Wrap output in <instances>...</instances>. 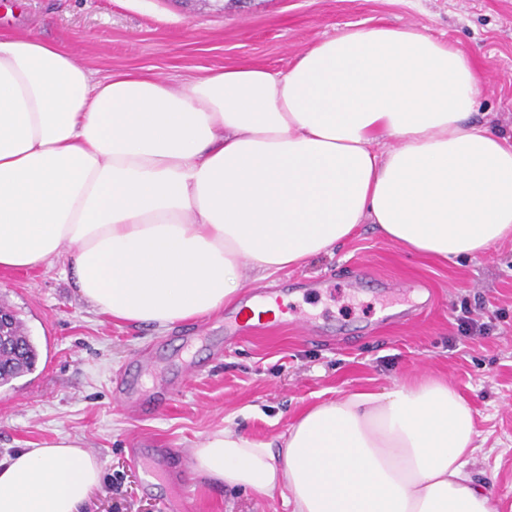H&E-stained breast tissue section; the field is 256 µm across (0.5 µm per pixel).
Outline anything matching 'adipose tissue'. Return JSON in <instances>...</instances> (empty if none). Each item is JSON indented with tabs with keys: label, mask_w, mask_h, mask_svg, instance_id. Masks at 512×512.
Here are the masks:
<instances>
[{
	"label": "adipose tissue",
	"mask_w": 512,
	"mask_h": 512,
	"mask_svg": "<svg viewBox=\"0 0 512 512\" xmlns=\"http://www.w3.org/2000/svg\"><path fill=\"white\" fill-rule=\"evenodd\" d=\"M480 85L416 26L344 30L287 71L177 90L0 35V269L64 259L96 311L165 328L362 224L444 260L483 253L512 238V141L473 122ZM478 436L467 400L426 378L311 406L271 441L211 432L191 466L291 512H496L467 469ZM101 475L69 439L23 449L0 461V512H80Z\"/></svg>",
	"instance_id": "obj_1"
}]
</instances>
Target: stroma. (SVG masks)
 I'll list each match as a JSON object with an SVG mask.
<instances>
[{"mask_svg": "<svg viewBox=\"0 0 512 512\" xmlns=\"http://www.w3.org/2000/svg\"><path fill=\"white\" fill-rule=\"evenodd\" d=\"M0 0V34L35 31L69 50L94 78L140 70L173 88L209 70L261 66L284 71L317 41L348 26L415 25L461 50L483 83L476 120L512 134V0H231L216 14L176 0H27L21 13ZM392 282L413 286L430 306L391 326L381 317ZM284 288L313 322L281 317L224 344V314L169 329L112 320L72 288L63 260L1 271L0 304L23 319L39 347L31 374L0 387V460L68 438L102 464L83 512H288L282 496L242 493L172 459L168 477L148 480L149 448H195L230 425L273 439L316 402L354 389L382 390L432 377L470 403L479 433L468 469L490 490L497 512H512V239L490 251L444 261L408 251L361 225L334 254L248 283ZM483 333L458 325L462 312ZM157 363L134 366L137 352ZM190 362L203 368L184 378ZM133 379L140 402L159 381L168 408L131 412L114 400L117 377ZM188 483L174 502L170 485Z\"/></svg>", "mask_w": 512, "mask_h": 512, "instance_id": "obj_1", "label": "stroma"}]
</instances>
